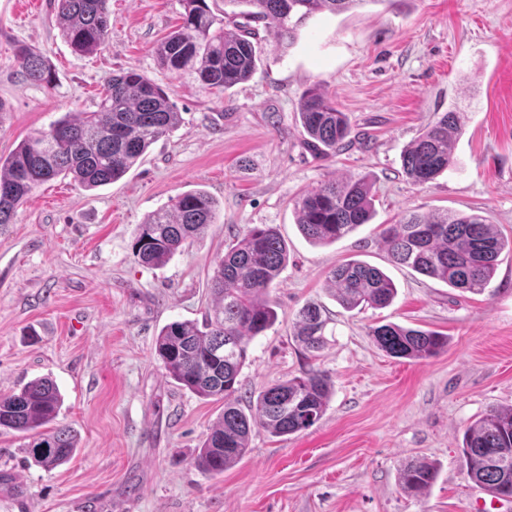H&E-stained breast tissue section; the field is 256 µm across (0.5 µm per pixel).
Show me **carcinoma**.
I'll list each match as a JSON object with an SVG mask.
<instances>
[{
    "mask_svg": "<svg viewBox=\"0 0 512 512\" xmlns=\"http://www.w3.org/2000/svg\"><path fill=\"white\" fill-rule=\"evenodd\" d=\"M180 2L181 24L155 49L159 63L170 72L195 76L208 89L227 92L255 73L259 29L273 32L279 45L290 48L311 18L368 0H224L219 14L207 0ZM54 5L63 37L74 52L92 53L105 44L109 0H54ZM15 58L27 79L52 82L42 55L19 44ZM299 117L309 145L322 156L334 157L347 145L349 119L321 85L303 92ZM179 122L166 91L147 76L133 68L110 76L97 110L66 115L22 141L8 157L0 156V189L9 190L0 194V226L12 223L36 186L60 175L88 190L117 181ZM463 127L462 113L445 112L404 150L402 168L412 184L429 183L456 165L452 142ZM295 210L307 240L333 244L374 218L375 193L364 178H331L300 195ZM217 217V203L209 192H185L138 225L134 255L145 265L162 266ZM380 238L393 262L471 293L486 290L509 245L482 216L455 212L413 211L395 224L383 225ZM287 262L288 244L275 227L248 228L214 268V306L205 323L173 321L157 335L156 352L170 378L201 397L224 401L222 417L194 458L195 467L207 475L219 476L245 456L253 427L275 437L289 436L314 426L326 410L331 380L313 367L266 387L245 407L236 396L250 342L277 320L269 288ZM328 286L347 311L387 307L397 294L389 276L360 260L336 266ZM327 322L319 307L299 311L296 337L304 351L323 347ZM368 335L397 359L433 358L448 346V337L436 331L395 323L372 326ZM62 405L51 378L34 379L0 395V431L32 434L28 457L54 469L69 461L77 448L71 431L56 425ZM461 452L469 481L496 498L512 497V406L492 408L469 425ZM435 478L434 464L421 457L403 466L400 485L407 495L421 499Z\"/></svg>",
    "mask_w": 512,
    "mask_h": 512,
    "instance_id": "carcinoma-1",
    "label": "carcinoma"
}]
</instances>
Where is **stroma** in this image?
<instances>
[{"instance_id":"obj_1","label":"stroma","mask_w":512,"mask_h":512,"mask_svg":"<svg viewBox=\"0 0 512 512\" xmlns=\"http://www.w3.org/2000/svg\"><path fill=\"white\" fill-rule=\"evenodd\" d=\"M99 51L75 54L53 0H0V155L69 112L97 108L106 79L139 70L182 121L123 178L96 190L55 178L33 190L0 231V394L51 377L58 417L79 448L47 470L24 434L0 433V512H512L466 479V428L512 405V251L484 293L463 292L391 262L379 232L406 212L478 214L512 238V0H367L310 19L290 48L260 35L253 77L228 92L162 69L155 46L180 23L178 0H110ZM40 53L51 84L21 73L16 43ZM322 84L351 122L348 146L324 159L303 141L302 93ZM464 113L456 167L408 182L405 146L448 109ZM369 177L376 215L336 243L304 238L295 200L330 178ZM203 189L218 219L165 265L132 251L144 217ZM274 225L288 263L271 290L278 319L256 337L240 373L254 397L278 380L324 371L332 393L311 429L276 438L254 427L248 453L210 477L193 459L224 404L180 388L155 353L166 324L204 322L210 277L227 247ZM383 270L397 295L383 309L346 311L327 289L338 264ZM308 304L329 318L327 344L294 336ZM448 338L427 360L396 359L375 324ZM438 468L427 497L399 485L402 463Z\"/></svg>"}]
</instances>
